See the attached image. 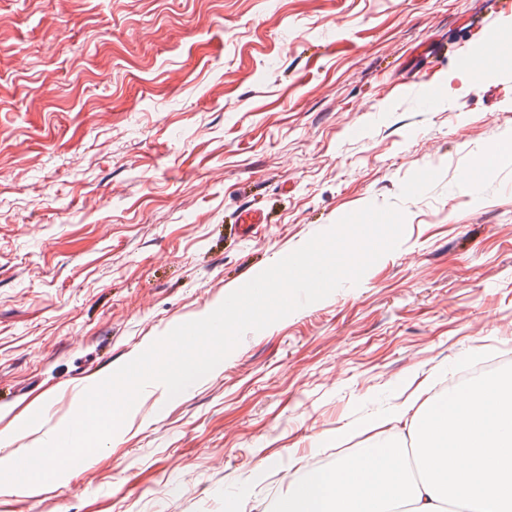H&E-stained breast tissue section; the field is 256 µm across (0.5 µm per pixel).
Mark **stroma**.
<instances>
[{
  "label": "stroma",
  "mask_w": 512,
  "mask_h": 512,
  "mask_svg": "<svg viewBox=\"0 0 512 512\" xmlns=\"http://www.w3.org/2000/svg\"><path fill=\"white\" fill-rule=\"evenodd\" d=\"M491 0H0V430L16 455L84 392L341 217L397 205L399 246L247 333L94 455L0 512H271L403 424H346L512 365V57L419 101L484 40ZM265 224L240 229L244 206Z\"/></svg>",
  "instance_id": "1"
}]
</instances>
